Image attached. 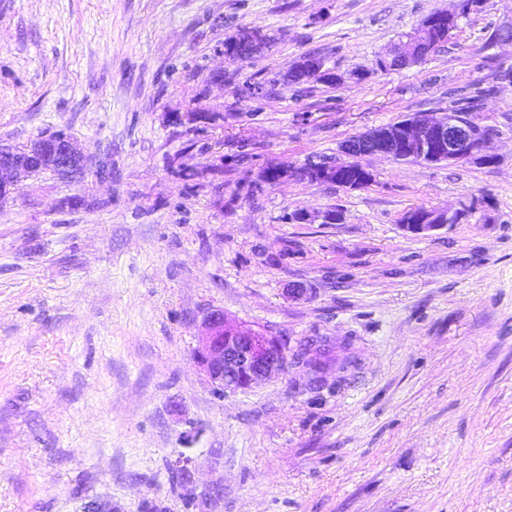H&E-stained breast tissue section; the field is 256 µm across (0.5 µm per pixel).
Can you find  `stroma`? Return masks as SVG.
Masks as SVG:
<instances>
[{
  "instance_id": "1",
  "label": "stroma",
  "mask_w": 512,
  "mask_h": 512,
  "mask_svg": "<svg viewBox=\"0 0 512 512\" xmlns=\"http://www.w3.org/2000/svg\"><path fill=\"white\" fill-rule=\"evenodd\" d=\"M461 3L0 0V142L62 130L93 163L0 204V512H512V47L491 42L512 0ZM441 10L447 42L377 68ZM243 28L267 44L228 62ZM308 54L333 81L289 82ZM476 94L495 165L295 175ZM420 207L462 217L404 232ZM216 308L325 373L216 393L195 357Z\"/></svg>"
}]
</instances>
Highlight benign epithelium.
Wrapping results in <instances>:
<instances>
[{
    "instance_id": "1",
    "label": "benign epithelium",
    "mask_w": 512,
    "mask_h": 512,
    "mask_svg": "<svg viewBox=\"0 0 512 512\" xmlns=\"http://www.w3.org/2000/svg\"><path fill=\"white\" fill-rule=\"evenodd\" d=\"M266 36L253 28H243L226 43L225 56L234 62L255 58L265 47ZM434 43L427 28L419 26L407 40L397 43L390 56L403 57L404 64L414 65L433 52ZM324 63L310 55L299 58L293 72L311 81L323 73ZM487 136L477 124L465 122L461 115L450 112L441 116L414 115L389 125L359 134L344 148L347 159L336 164L310 166L299 176L311 183L337 184L350 161L368 156H384L394 161L409 159L430 164L442 162L484 163L497 156L486 150ZM91 158L64 132L41 135L17 147L0 142V203L13 198L18 177L50 171L60 178L79 179L88 170ZM459 214L449 211H407L401 227L412 234H427L457 222ZM195 351L198 363L209 381L220 393L246 389L278 376L289 362L305 363V353H288L287 345L269 331L255 330L230 320L224 311L213 310L203 322ZM196 464L184 454L172 463L182 482L193 485Z\"/></svg>"
}]
</instances>
